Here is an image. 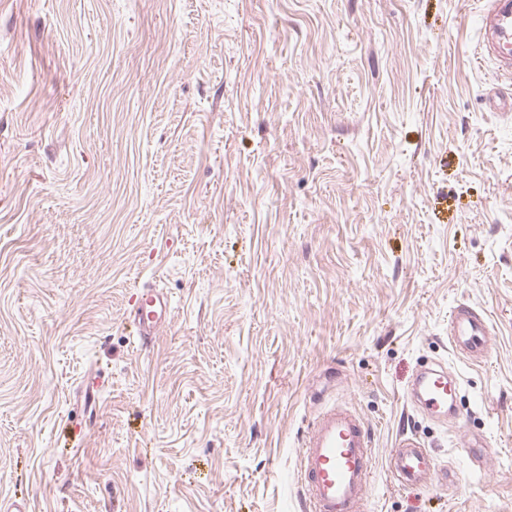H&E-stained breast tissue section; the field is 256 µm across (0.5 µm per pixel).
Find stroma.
<instances>
[{"mask_svg": "<svg viewBox=\"0 0 512 512\" xmlns=\"http://www.w3.org/2000/svg\"><path fill=\"white\" fill-rule=\"evenodd\" d=\"M478 9L0 0V499L305 512L302 439L345 401L369 512H512V124ZM151 287L173 318L141 350ZM460 303L485 364L449 349ZM427 359L445 425L406 402ZM403 431L430 486L388 469ZM490 319L478 308L461 304L448 321V344L452 352L469 363L483 362L492 351Z\"/></svg>", "mask_w": 512, "mask_h": 512, "instance_id": "stroma-1", "label": "stroma"}]
</instances>
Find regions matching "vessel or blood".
Returning <instances> with one entry per match:
<instances>
[{"label": "vessel or blood", "instance_id": "1", "mask_svg": "<svg viewBox=\"0 0 512 512\" xmlns=\"http://www.w3.org/2000/svg\"><path fill=\"white\" fill-rule=\"evenodd\" d=\"M478 61L492 63L501 81L512 80V0H482L479 9ZM169 296L143 289L128 313L137 326V342L147 347L168 327ZM490 319L478 308L462 304L448 321L452 352L469 363L483 362L491 353ZM455 388L445 364L421 365L410 391L413 408L444 421ZM374 461L373 436L366 422L345 403L322 409L311 422L300 450V492L307 512H367ZM393 475L406 486L425 487L438 466L415 434H401L389 459Z\"/></svg>", "mask_w": 512, "mask_h": 512}]
</instances>
